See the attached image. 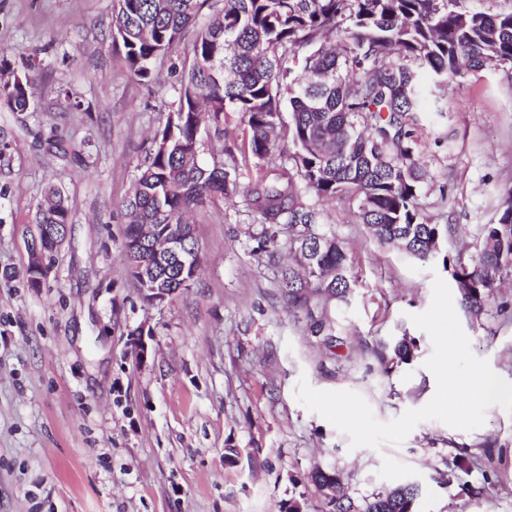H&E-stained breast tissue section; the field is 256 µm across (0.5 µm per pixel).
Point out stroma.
I'll list each match as a JSON object with an SVG mask.
<instances>
[{
	"label": "stroma",
	"instance_id": "stroma-1",
	"mask_svg": "<svg viewBox=\"0 0 512 512\" xmlns=\"http://www.w3.org/2000/svg\"><path fill=\"white\" fill-rule=\"evenodd\" d=\"M112 0H0L9 70L35 101L0 102V512H322L311 481L335 472L363 504L407 482L417 512H512V414L494 405L466 432L419 423L398 445L349 438L295 397L299 379L361 394L379 421L424 406L437 387L429 336L410 320L432 301L441 259L378 245L352 210L324 206V227L360 285L333 305L337 359L288 314L243 197L195 217L199 278L160 305L143 301L121 253V202L177 99L179 72L157 61L134 78L112 47ZM35 68H28V61ZM445 112L416 127L435 175L421 190L434 222L464 229L444 253L475 244L512 189V82L489 69L449 83ZM80 101L70 111L67 99ZM70 211L66 239L30 287L26 229L48 186ZM472 353L512 382V323L458 311ZM142 337L145 362L131 340ZM416 338L410 363L383 374L365 341ZM236 449L225 459V449ZM459 454L461 481L441 477Z\"/></svg>",
	"mask_w": 512,
	"mask_h": 512
}]
</instances>
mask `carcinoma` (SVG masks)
Returning <instances> with one entry per match:
<instances>
[{
  "instance_id": "carcinoma-1",
  "label": "carcinoma",
  "mask_w": 512,
  "mask_h": 512,
  "mask_svg": "<svg viewBox=\"0 0 512 512\" xmlns=\"http://www.w3.org/2000/svg\"><path fill=\"white\" fill-rule=\"evenodd\" d=\"M111 35L140 81L153 78L158 59L184 53L178 98L122 201L128 266H153L165 285L178 286L176 262L158 265L134 247L136 225L187 224L189 213L242 195L263 226L260 250L275 256L269 229L283 225L288 252H310L307 268L291 262L275 274L284 308L304 313L309 334L329 349L336 347L329 307L348 303L359 277L306 197L345 201L378 244L422 262L435 257L437 244L461 228L431 221L419 202L432 176L418 155L417 113L429 96L435 111H447L450 79L512 71V8L489 13L469 0H112ZM0 95L22 112L35 88L24 75L20 84H1ZM231 113L247 128L248 151L262 170L243 187L232 147L208 152L200 136L205 120L224 133ZM283 129L291 149L279 155ZM35 223L67 231L69 211L56 188L38 204ZM443 262L461 306L480 318L512 281V190L496 220L480 227L475 252ZM370 350L388 372L412 361L417 342L403 336ZM312 481L327 492L326 512H414L419 495V486L400 485L360 508L338 491L334 473L317 471Z\"/></svg>"
}]
</instances>
